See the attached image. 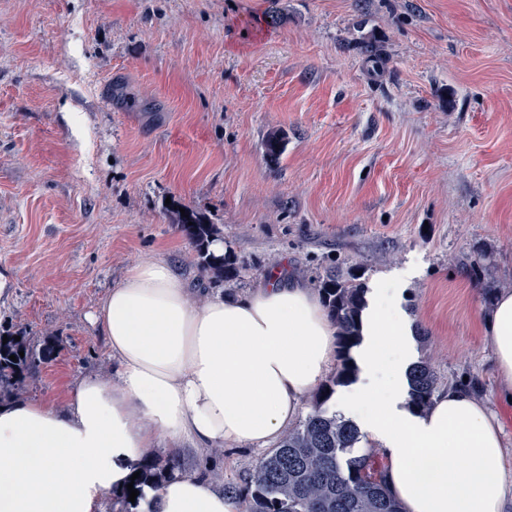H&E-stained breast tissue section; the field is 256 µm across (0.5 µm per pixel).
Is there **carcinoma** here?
<instances>
[{"mask_svg":"<svg viewBox=\"0 0 512 512\" xmlns=\"http://www.w3.org/2000/svg\"><path fill=\"white\" fill-rule=\"evenodd\" d=\"M185 213V217L178 216V223L196 244L199 269L217 278H235L237 269L209 249L219 228L195 211ZM317 287L338 329L340 368L320 388L306 419L243 478L244 487L228 484L224 491L238 501L242 512H402L372 456L353 453L360 440L357 426L325 408L336 387L355 377L350 350L361 339L367 288L354 273L345 277L336 269L318 279ZM11 355L16 360L9 359ZM43 360L26 337L17 341L10 335L5 342L0 335V400L13 397L26 379L39 372ZM408 381L409 405L421 412L434 400L438 376L431 363L419 361L410 367Z\"/></svg>","mask_w":512,"mask_h":512,"instance_id":"1","label":"carcinoma"}]
</instances>
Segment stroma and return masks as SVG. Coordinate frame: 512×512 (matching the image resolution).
I'll list each match as a JSON object with an SVG mask.
<instances>
[{
	"label": "stroma",
	"instance_id": "1",
	"mask_svg": "<svg viewBox=\"0 0 512 512\" xmlns=\"http://www.w3.org/2000/svg\"><path fill=\"white\" fill-rule=\"evenodd\" d=\"M269 5L0 0V333L46 353L19 400L111 378L92 315L146 255L227 292L336 266L396 278L410 362L488 399L512 442L479 330L512 289V0H279L275 24ZM178 205L236 278L201 275ZM261 456L178 462L221 488Z\"/></svg>",
	"mask_w": 512,
	"mask_h": 512
}]
</instances>
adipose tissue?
I'll return each mask as SVG.
<instances>
[{"mask_svg":"<svg viewBox=\"0 0 512 512\" xmlns=\"http://www.w3.org/2000/svg\"><path fill=\"white\" fill-rule=\"evenodd\" d=\"M192 283L148 256L109 289L94 316L112 380L82 378L63 405L0 404V512H100L122 494L148 449L178 455L224 446L272 447L306 395L336 364L337 329L320 294L269 273L243 292L196 302ZM501 399H512V290L483 319ZM356 351L362 381L337 397L387 458L402 512H502L506 435L490 402L450 386L424 413L407 406L408 321L379 281ZM137 512H238L208 477L170 471L144 487Z\"/></svg>","mask_w":512,"mask_h":512,"instance_id":"obj_1","label":"adipose tissue"}]
</instances>
